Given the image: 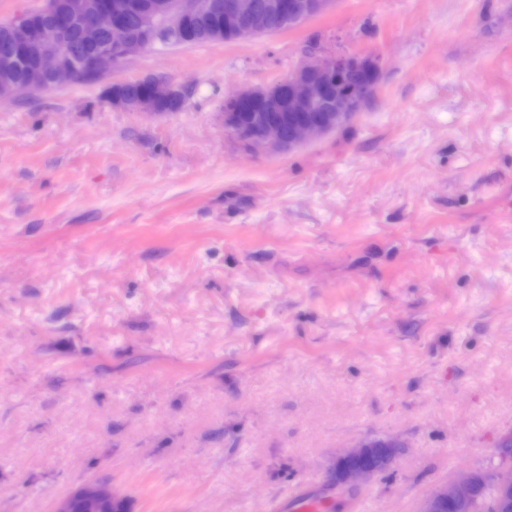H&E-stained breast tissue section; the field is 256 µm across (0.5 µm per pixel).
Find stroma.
Returning <instances> with one entry per match:
<instances>
[{"mask_svg": "<svg viewBox=\"0 0 512 512\" xmlns=\"http://www.w3.org/2000/svg\"><path fill=\"white\" fill-rule=\"evenodd\" d=\"M310 46L376 56L374 99L248 151L225 95ZM148 75L188 106L107 102ZM509 429L512 0H334L0 100V512L97 478L130 512H275L366 436L408 446L361 512H416ZM143 84L142 81L137 80L126 82L125 85L110 87L108 89L109 101L113 107L136 112L148 118H155L161 115V112H157V106L160 102L169 101L180 94L192 93L191 87L181 85L174 80L156 78L146 93L137 95ZM112 92L137 96L125 97L114 94L112 97Z\"/></svg>", "mask_w": 512, "mask_h": 512, "instance_id": "35a3bbf8", "label": "stroma"}]
</instances>
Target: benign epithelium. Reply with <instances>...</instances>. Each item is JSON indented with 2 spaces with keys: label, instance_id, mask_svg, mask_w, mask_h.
Instances as JSON below:
<instances>
[{
  "label": "benign epithelium",
  "instance_id": "7a95c632",
  "mask_svg": "<svg viewBox=\"0 0 512 512\" xmlns=\"http://www.w3.org/2000/svg\"><path fill=\"white\" fill-rule=\"evenodd\" d=\"M332 0H150L138 10L135 0H65L60 11L46 0L42 20L24 13L1 24L14 51L0 57V97L17 92L33 93L73 83L81 70L105 75L127 62L137 52L167 43L210 44L252 39L270 31L278 21L299 24L323 14ZM139 12L136 24L128 16ZM210 19L206 34L197 21ZM26 67L24 80L9 73ZM381 76L378 60L359 53L319 56L310 54L284 77L266 86H246L224 103V128L254 152L291 151L347 125L364 110L375 94ZM192 88L173 80L157 78L144 94L111 96L112 106L148 118L159 116L157 106ZM304 112H319L310 119ZM290 124L283 135L282 122ZM407 444L393 437H360L336 455L329 466L330 484L338 490L357 489L368 480L389 471ZM498 464L493 469L469 468L432 489L420 502L418 512H474L476 491L492 485L495 495L485 512H512V430L500 434L495 444ZM124 512L126 499L105 480L79 484L60 499L54 512Z\"/></svg>",
  "mask_w": 512,
  "mask_h": 512
}]
</instances>
